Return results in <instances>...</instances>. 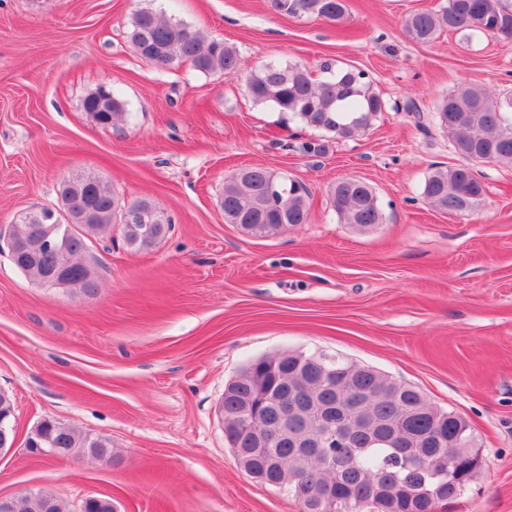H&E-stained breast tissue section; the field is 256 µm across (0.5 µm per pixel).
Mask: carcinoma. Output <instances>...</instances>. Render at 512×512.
I'll use <instances>...</instances> for the list:
<instances>
[{
	"mask_svg": "<svg viewBox=\"0 0 512 512\" xmlns=\"http://www.w3.org/2000/svg\"><path fill=\"white\" fill-rule=\"evenodd\" d=\"M281 15L315 16L340 23L347 14L346 0H270ZM408 36L429 43L443 32L483 33L512 42V6L503 0H443L435 9L416 11L405 19ZM128 41L143 59L161 66L190 62L202 73H237L241 60L235 47L204 35L188 25L168 20L152 11L139 10L131 18ZM323 78L313 79L297 63H268L251 71L247 91L258 105H268L305 124L349 139L366 132L385 103L372 79L357 68L322 67ZM85 111L102 125L125 117L119 95L92 93ZM432 120L448 129L457 153L468 165L437 167L425 181L422 195L432 208L450 215L476 211L485 187L473 163L512 165V95L499 97L490 90L463 83L440 99ZM307 189L298 181L264 167L243 168L224 180L221 207L225 220L253 237H267L289 224H305L309 207ZM57 216L68 231L65 252L39 250L11 257L14 266L31 281L41 284L57 267L68 265L64 287L87 298L99 284L92 266L84 262L88 237L105 233L121 222L125 243L148 250L171 228V218L149 199L128 205L137 208L131 222L125 220L126 204L112 187L92 176L64 182ZM332 207L340 223L369 230L384 223L370 185L359 179L336 183ZM49 212H30L12 225L11 235L28 238L31 228L50 224ZM321 354L285 352L252 361L224 388L219 410L224 416V437L233 454L249 463L251 477L268 486L288 491L300 499L303 512H429L459 498L477 478L481 457L476 454V435L457 412L432 404L418 388L397 382L377 369L341 356L331 368L321 365ZM303 381L310 392L300 426L310 432L322 429L320 409L342 408L384 429L395 428L416 440L393 445L373 443L360 431L353 439L357 452L336 445L326 454L297 455L282 443L262 454L256 433L275 422L283 406L287 386ZM14 424L11 397L0 392V454H6ZM45 439L44 448L55 450L59 460L91 457L112 460V445L77 427L45 420L35 428ZM389 493L380 495L377 489ZM10 512H64L50 491H24L12 500Z\"/></svg>",
	"mask_w": 512,
	"mask_h": 512,
	"instance_id": "1",
	"label": "carcinoma"
}]
</instances>
